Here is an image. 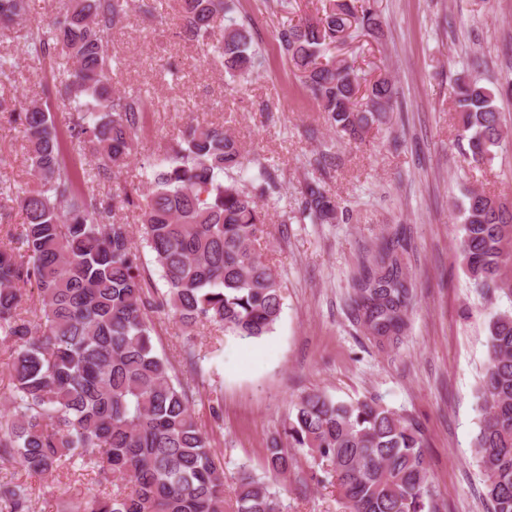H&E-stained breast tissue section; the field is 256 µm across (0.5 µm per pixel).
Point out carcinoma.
<instances>
[{
	"instance_id": "carcinoma-1",
	"label": "carcinoma",
	"mask_w": 512,
	"mask_h": 512,
	"mask_svg": "<svg viewBox=\"0 0 512 512\" xmlns=\"http://www.w3.org/2000/svg\"><path fill=\"white\" fill-rule=\"evenodd\" d=\"M184 37L224 59L234 78L262 59L236 0H179ZM49 19H31L27 0H0V23L26 22L39 61L62 53L55 101L70 113L73 150L92 160H66L48 102L0 96V117L22 128L35 187L0 180V203L25 215L13 246L0 249V353L9 392L0 395V468L34 475L92 471L122 482L112 494L89 489L81 512H226L224 468L199 428L187 387L154 346L155 315L166 311L183 331H216L243 339L270 333L284 292L263 254L261 199L234 172L243 149L222 126L187 125L166 150L147 191L101 192L120 178L137 147L145 99L118 94L110 73L118 57L107 37L127 19L128 0H60ZM222 17L224 25L216 24ZM373 0H324L320 16L279 33L288 63L302 78L336 133L357 140L391 119L392 80L361 76L353 57H328L353 31L380 35ZM494 91L460 79L454 88L464 154L488 159L503 140ZM226 179H218L219 174ZM299 220L334 224L340 202L318 182L301 191ZM139 211L143 241L165 284L146 279L139 246L123 209ZM459 248L475 288L512 297V203L471 192ZM410 243L395 230L353 279L352 314L380 340L400 336L411 309L406 274ZM37 289L26 306L25 286ZM484 413L473 448L490 512H512V309L491 315L487 359L478 388ZM336 480L345 512H435L425 440L419 424L379 400L303 395L283 425ZM293 460L274 437L265 472L288 474ZM233 512H281L269 484L248 467L237 472ZM29 487L0 479V512H30Z\"/></svg>"
}]
</instances>
